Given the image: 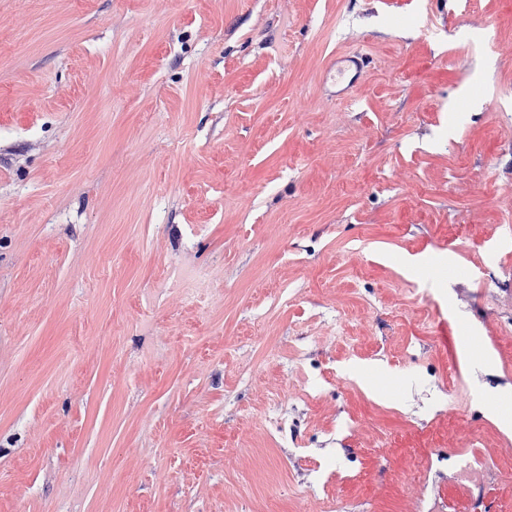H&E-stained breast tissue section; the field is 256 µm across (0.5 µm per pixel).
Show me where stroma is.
<instances>
[{
  "instance_id": "obj_1",
  "label": "stroma",
  "mask_w": 512,
  "mask_h": 512,
  "mask_svg": "<svg viewBox=\"0 0 512 512\" xmlns=\"http://www.w3.org/2000/svg\"><path fill=\"white\" fill-rule=\"evenodd\" d=\"M502 396L512 0H0V512H512ZM367 56L360 53H339L336 58L330 60L323 68L322 81L326 83L329 79L336 85V71L340 78L346 75L348 70H354L355 73L343 88L336 90L335 96L338 99L347 98L355 87L361 73L367 65Z\"/></svg>"
}]
</instances>
